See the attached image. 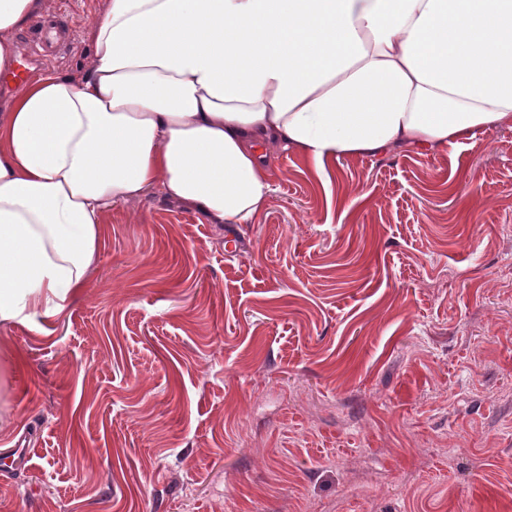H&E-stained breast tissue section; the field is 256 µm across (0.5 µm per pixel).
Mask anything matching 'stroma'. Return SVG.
<instances>
[{
	"instance_id": "1",
	"label": "stroma",
	"mask_w": 512,
	"mask_h": 512,
	"mask_svg": "<svg viewBox=\"0 0 512 512\" xmlns=\"http://www.w3.org/2000/svg\"><path fill=\"white\" fill-rule=\"evenodd\" d=\"M108 0H50L79 79ZM250 224L114 204L83 294L0 324V512H512V129L274 156Z\"/></svg>"
}]
</instances>
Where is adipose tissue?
<instances>
[{"label": "adipose tissue", "instance_id": "1", "mask_svg": "<svg viewBox=\"0 0 512 512\" xmlns=\"http://www.w3.org/2000/svg\"><path fill=\"white\" fill-rule=\"evenodd\" d=\"M48 0H0V72ZM80 80L0 107V323L79 295L112 204L249 224L288 149L433 152L512 128V0H111Z\"/></svg>", "mask_w": 512, "mask_h": 512}]
</instances>
